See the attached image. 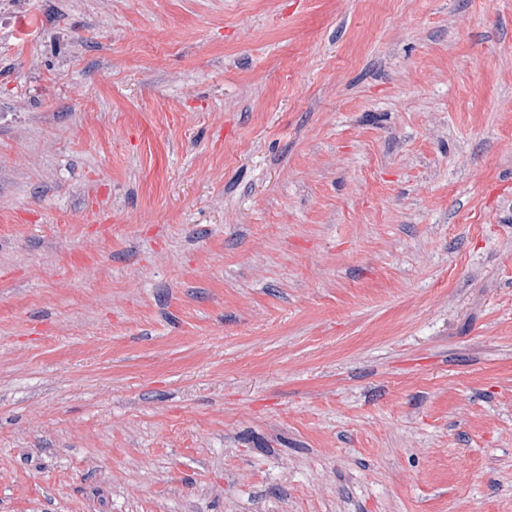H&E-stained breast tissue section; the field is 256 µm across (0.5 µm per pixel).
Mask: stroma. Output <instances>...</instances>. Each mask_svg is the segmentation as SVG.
Listing matches in <instances>:
<instances>
[{"mask_svg":"<svg viewBox=\"0 0 512 512\" xmlns=\"http://www.w3.org/2000/svg\"><path fill=\"white\" fill-rule=\"evenodd\" d=\"M0 512H512V0H0Z\"/></svg>","mask_w":512,"mask_h":512,"instance_id":"35a3bbf8","label":"stroma"}]
</instances>
